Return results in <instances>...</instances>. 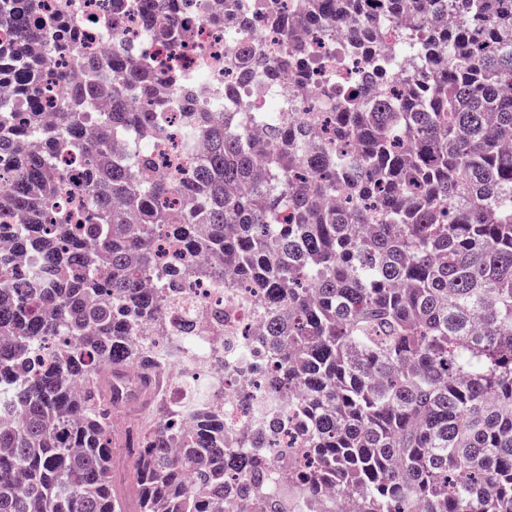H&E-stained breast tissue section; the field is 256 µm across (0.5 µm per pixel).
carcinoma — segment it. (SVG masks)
<instances>
[{
    "instance_id": "1",
    "label": "carcinoma",
    "mask_w": 512,
    "mask_h": 512,
    "mask_svg": "<svg viewBox=\"0 0 512 512\" xmlns=\"http://www.w3.org/2000/svg\"><path fill=\"white\" fill-rule=\"evenodd\" d=\"M177 0L136 6L179 45ZM404 19L389 58L404 91L365 81L336 91L329 138L288 100L276 112H205L201 90L173 72L183 148L207 140L176 180L157 177L144 130L166 133L168 104L150 60L112 32V70L83 60L75 81L41 85L39 44L59 50L41 0H0V225L21 219L17 249L0 252V512H224V490L278 512L264 460L244 428L224 436V390L191 385L185 431L169 400L127 430L128 493L112 475V405L133 372L151 387L179 351L161 315L200 280L263 296L257 343L278 363L264 388L288 399L295 428L288 492L321 508L336 489L355 512H512V0H379ZM288 35L275 62L249 45L228 55L239 77H307L308 48L279 0H257ZM304 23L327 41L368 23L367 0H306ZM441 63L432 64V57ZM112 109L92 111L104 93ZM49 93L56 121L45 124ZM23 124H18V116ZM96 121L97 137L78 134ZM264 128L257 163L249 126ZM86 166L87 195L56 211L63 165ZM171 236L183 254L167 287L143 281ZM70 336L72 341L63 337ZM42 357L31 361L32 345Z\"/></svg>"
}]
</instances>
